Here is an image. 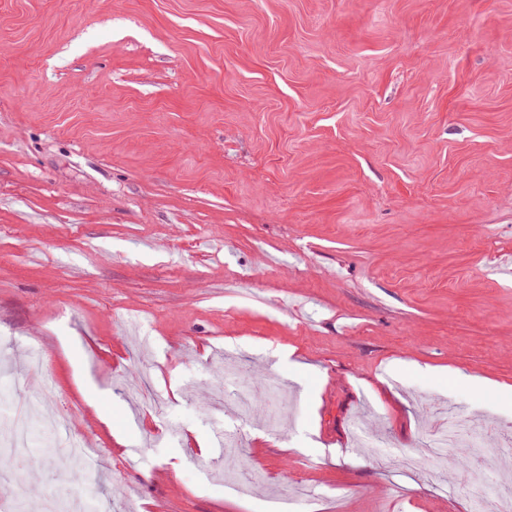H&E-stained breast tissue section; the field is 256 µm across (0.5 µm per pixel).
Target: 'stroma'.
I'll return each instance as SVG.
<instances>
[{
    "label": "stroma",
    "instance_id": "35a3bbf8",
    "mask_svg": "<svg viewBox=\"0 0 512 512\" xmlns=\"http://www.w3.org/2000/svg\"><path fill=\"white\" fill-rule=\"evenodd\" d=\"M33 349L92 446L29 503L471 512L391 451L512 440V0H0V371Z\"/></svg>",
    "mask_w": 512,
    "mask_h": 512
}]
</instances>
